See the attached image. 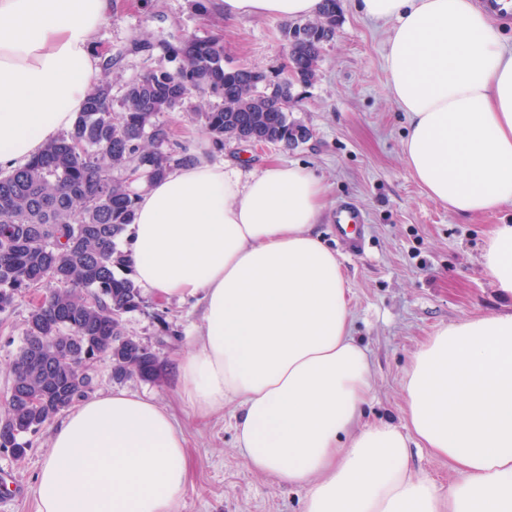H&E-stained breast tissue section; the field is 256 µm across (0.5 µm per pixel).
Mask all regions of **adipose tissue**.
<instances>
[{
  "label": "adipose tissue",
  "instance_id": "adipose-tissue-1",
  "mask_svg": "<svg viewBox=\"0 0 512 512\" xmlns=\"http://www.w3.org/2000/svg\"><path fill=\"white\" fill-rule=\"evenodd\" d=\"M226 18L314 19L321 0H222ZM393 22L388 92L405 162L426 196L468 216L512 205V50L473 0H358ZM112 0H0V167L70 128L101 75ZM126 251L136 281L202 322L172 368L200 418L235 416L249 467L305 489L302 512H512V313L440 327L405 370L407 426L368 422V350L346 279L316 231L325 186L303 166L241 178L193 151L136 181ZM483 271L512 298V224L488 234ZM419 440L458 474L439 489L411 464ZM187 436L155 400L115 389L53 427L37 512H176Z\"/></svg>",
  "mask_w": 512,
  "mask_h": 512
}]
</instances>
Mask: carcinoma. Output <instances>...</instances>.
<instances>
[{"label":"carcinoma","instance_id":"carcinoma-1","mask_svg":"<svg viewBox=\"0 0 512 512\" xmlns=\"http://www.w3.org/2000/svg\"><path fill=\"white\" fill-rule=\"evenodd\" d=\"M340 12L341 0H322L319 17L294 30L284 26L292 81L285 75L271 83L245 64L225 67L218 37L168 43L173 67L131 82L119 113L112 107L114 60L102 55L101 79L73 128L40 155L0 172V313L38 296L13 356L0 448L24 457L25 436L85 396L86 371L98 358L109 362L117 381L161 375L158 357L124 334V317L146 301L122 243L135 216L132 182L162 177L190 160L164 117L196 96L193 112L218 145L306 141L308 128L288 119L293 81L315 79Z\"/></svg>","mask_w":512,"mask_h":512}]
</instances>
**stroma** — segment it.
<instances>
[{
	"mask_svg": "<svg viewBox=\"0 0 512 512\" xmlns=\"http://www.w3.org/2000/svg\"><path fill=\"white\" fill-rule=\"evenodd\" d=\"M283 20L243 18L218 22L193 14L190 0H114L111 19L95 36L98 52L113 57L112 100L121 103L129 82L166 64L165 42L185 33L221 34L224 64L255 66L278 80L287 57ZM392 23L364 17L355 0H342L334 38L327 42L316 78L295 83L290 120L309 128L308 140L292 147H253L230 141L213 145L191 117V104L173 113L175 140L207 146L212 157L248 176L265 163L299 164L326 187V208L317 231L336 252L349 288L353 334L369 350L371 397L366 419L405 427L404 372L421 344L441 326L462 319L512 311L483 272L480 256L487 233L512 222V206L463 216L429 199L403 158L406 122L390 101L385 47ZM349 202L364 213L365 246L349 254L333 229L337 205ZM143 311L128 314L124 331L156 353L165 365L155 380H113L99 364L94 393L122 387L153 397L167 408L188 438V482L177 512H301L304 492L280 485L249 468L235 443L234 421L218 412L198 419L175 392L169 367L184 350L187 331L199 324L194 302H162L145 293ZM30 305L22 300L0 313V407L10 386L7 363L21 340ZM13 345H5V337ZM49 429L30 435L22 460L0 451V475L10 489L0 492V512H36L34 478L48 453Z\"/></svg>",
	"mask_w": 512,
	"mask_h": 512,
	"instance_id": "1",
	"label": "stroma"
}]
</instances>
